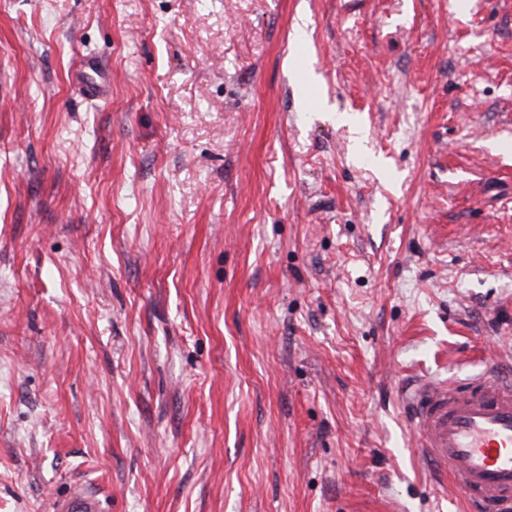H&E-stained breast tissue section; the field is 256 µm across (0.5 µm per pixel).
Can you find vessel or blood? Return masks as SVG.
<instances>
[{
	"mask_svg": "<svg viewBox=\"0 0 512 512\" xmlns=\"http://www.w3.org/2000/svg\"><path fill=\"white\" fill-rule=\"evenodd\" d=\"M420 455L452 482L470 512H512V377L459 384L420 380L409 395ZM51 512H104L98 496L74 488Z\"/></svg>",
	"mask_w": 512,
	"mask_h": 512,
	"instance_id": "1",
	"label": "vessel or blood"
}]
</instances>
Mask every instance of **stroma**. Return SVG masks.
<instances>
[{"instance_id":"1","label":"stroma","mask_w":512,"mask_h":512,"mask_svg":"<svg viewBox=\"0 0 512 512\" xmlns=\"http://www.w3.org/2000/svg\"><path fill=\"white\" fill-rule=\"evenodd\" d=\"M511 371L512 0H0V512H463ZM422 461L472 512L512 511V377L419 380L408 396ZM52 512H104L98 496L81 487H75L66 497L54 500Z\"/></svg>"}]
</instances>
